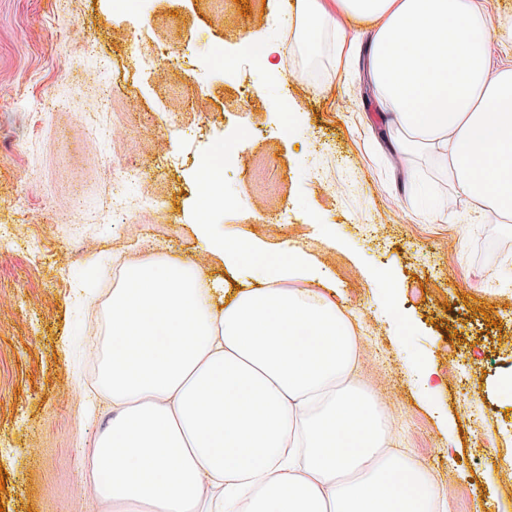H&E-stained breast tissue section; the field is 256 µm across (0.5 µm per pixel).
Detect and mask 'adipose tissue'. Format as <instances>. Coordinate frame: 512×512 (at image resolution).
<instances>
[{
  "instance_id": "ef3b65f1",
  "label": "adipose tissue",
  "mask_w": 512,
  "mask_h": 512,
  "mask_svg": "<svg viewBox=\"0 0 512 512\" xmlns=\"http://www.w3.org/2000/svg\"><path fill=\"white\" fill-rule=\"evenodd\" d=\"M368 22L349 34L337 15ZM302 41L365 56L388 135L479 211L512 217V64L476 0H295ZM236 268L218 298L191 260H131L106 306L98 388L112 420L88 482L110 512H442L439 484L357 378L352 321L288 263L219 242Z\"/></svg>"
}]
</instances>
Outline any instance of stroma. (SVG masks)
Listing matches in <instances>:
<instances>
[{"label": "stroma", "mask_w": 512, "mask_h": 512, "mask_svg": "<svg viewBox=\"0 0 512 512\" xmlns=\"http://www.w3.org/2000/svg\"><path fill=\"white\" fill-rule=\"evenodd\" d=\"M286 0H0V507L108 512L87 482L112 412L90 382L120 261L193 260L209 284L233 286L197 224L195 172L213 142H240L225 162L227 207L207 218L225 241L268 261L287 247L328 274L325 294L352 316L358 372L443 491L445 512H512V218L478 217L430 167L434 209L401 204L387 121L362 62L339 69L276 25ZM170 57L142 77L136 35ZM284 59L264 87L249 37ZM220 44L229 67L201 77ZM102 89L93 112L83 89ZM183 156L182 164L172 159ZM134 169L111 207L112 175ZM346 184L337 195V184ZM162 206L144 208L145 195ZM287 223H280V216ZM37 244L32 258L29 244ZM87 293L75 296L77 284ZM459 361L466 381L450 374ZM437 369L435 392L417 362Z\"/></svg>", "instance_id": "1"}]
</instances>
